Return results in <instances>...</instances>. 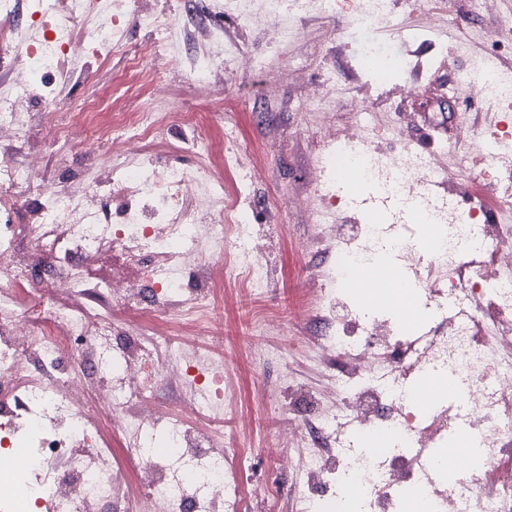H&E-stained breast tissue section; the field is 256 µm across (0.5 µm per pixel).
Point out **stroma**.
<instances>
[{"instance_id":"1","label":"stroma","mask_w":512,"mask_h":512,"mask_svg":"<svg viewBox=\"0 0 512 512\" xmlns=\"http://www.w3.org/2000/svg\"><path fill=\"white\" fill-rule=\"evenodd\" d=\"M469 0H391L389 24L361 38H353L358 0H329L328 11L286 6L288 33L275 36L261 22L224 19L226 38L235 42L236 56H223L224 86L215 100L199 96L183 62H175L154 85H134L128 79V59L152 44L155 33L129 21L124 49L113 54L105 68L84 82L68 86L65 100L79 102L97 95L110 111L137 112L149 106L166 112H189L207 121L213 130L232 128L236 144L250 151L264 171L255 188V205L283 206L282 219L256 224V233L271 242V286L261 298H251L242 276L224 281V352L228 369L224 389L231 412L224 419V469L228 507L238 495L249 498V512H301L303 485L298 469L304 448L282 447L288 425V387L301 384L328 404H336L333 382L316 363L310 338L317 328L307 310L312 296L306 267L308 246L319 235L308 220L307 208L319 204V161L329 142L325 120L344 137L354 119L358 102L369 105L362 130L372 148L389 145L392 127L405 128V146L417 151L434 173L454 172L446 191L459 200L480 202L485 212L496 211L501 193L497 167L487 161L461 169L458 148L471 138L499 131L506 115L499 102L465 89L452 122L446 123L433 145L420 139L448 111L441 87L470 76L472 58L485 53L503 36V18L512 17V0H486L471 12ZM390 45L408 59L415 86L405 93L394 78L380 75L367 82L357 53L359 40ZM258 60L256 70L243 69L239 57ZM324 86L327 113L301 112L299 101L316 86ZM279 149L268 153V141ZM279 319L277 335L259 337L252 329L258 317ZM288 345L290 357L256 362V343ZM252 450L248 467L239 468L236 452Z\"/></svg>"}]
</instances>
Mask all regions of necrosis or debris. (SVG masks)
Here are the masks:
<instances>
[{
  "instance_id": "4bbe7bcc",
  "label": "necrosis or debris",
  "mask_w": 512,
  "mask_h": 512,
  "mask_svg": "<svg viewBox=\"0 0 512 512\" xmlns=\"http://www.w3.org/2000/svg\"><path fill=\"white\" fill-rule=\"evenodd\" d=\"M183 17L162 29L139 73L155 81L181 56L204 94L223 80L219 51H233L213 16L263 17L284 34L283 0H185ZM154 27L149 0H0V58L9 81L0 90V468L22 474L0 481V498L25 494L31 512H222L224 349L203 347L224 333L214 311L224 286V236L247 243L238 256L252 293L270 286L268 244L253 231L251 190L262 172L254 156L225 140L216 147L194 115L145 108L102 119L97 100L60 109L83 65L100 69L124 44L128 19ZM54 115L52 144L69 145L74 129L89 168L47 179L43 153L18 152L20 130L35 115ZM178 149L201 157L188 168L145 163L144 151L168 129ZM357 171L365 182L427 225V244L356 224L348 237L324 235L307 267L324 325L318 359L336 372L339 406L295 387L288 432L306 447V512H321L342 486L359 485L360 507L389 512L395 488L430 492L438 512H512V224L477 207L431 198L427 173L408 154L344 146L321 162ZM449 273L448 295L460 305L448 322L418 341L359 302L351 329L332 317L345 282L371 265L374 252ZM136 311L129 322L125 311ZM413 368L451 373L461 406L481 438L477 460H441L450 481L432 483V465L414 449L438 447L447 413L412 410L403 378ZM171 388L176 410L156 399ZM391 435L401 447L370 459L348 448L342 427ZM163 431L166 448L150 447ZM121 433L136 474L112 469V435ZM27 449L23 460L13 451Z\"/></svg>"
}]
</instances>
